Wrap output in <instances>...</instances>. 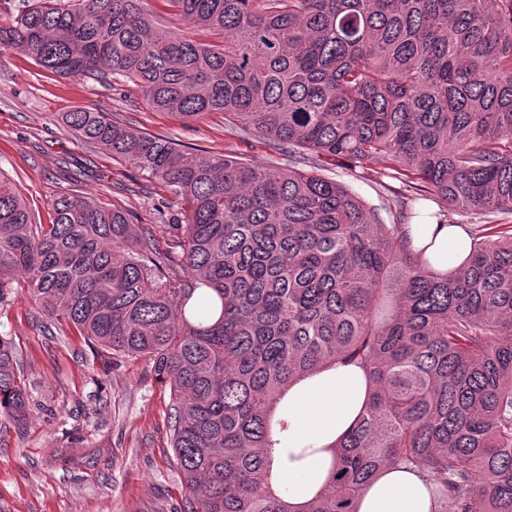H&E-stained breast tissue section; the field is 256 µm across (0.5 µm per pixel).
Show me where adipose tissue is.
<instances>
[{
  "instance_id": "obj_1",
  "label": "adipose tissue",
  "mask_w": 512,
  "mask_h": 512,
  "mask_svg": "<svg viewBox=\"0 0 512 512\" xmlns=\"http://www.w3.org/2000/svg\"><path fill=\"white\" fill-rule=\"evenodd\" d=\"M413 246L439 271L460 265L471 253L465 224L429 222L409 227ZM369 377L355 365H340L295 385L283 418L273 480L291 506L302 507L328 482L335 451L331 444L351 429L368 398ZM433 487L416 469L379 472L365 487L358 512H435Z\"/></svg>"
}]
</instances>
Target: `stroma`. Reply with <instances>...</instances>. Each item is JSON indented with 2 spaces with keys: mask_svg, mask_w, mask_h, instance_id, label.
I'll return each instance as SVG.
<instances>
[{
  "mask_svg": "<svg viewBox=\"0 0 512 512\" xmlns=\"http://www.w3.org/2000/svg\"><path fill=\"white\" fill-rule=\"evenodd\" d=\"M77 108L185 146L265 162L264 145H244L214 112L189 121L148 108L131 83L110 88L40 70L27 56L0 49V173L21 189L39 223L66 191L134 211L160 223L163 199L128 162L81 143L63 123ZM330 177L364 202L382 206L401 185L339 163ZM0 335L9 336L31 384L32 411L22 431L0 433V512H175L183 498L169 432L170 389L150 365L117 358L104 370L88 340L59 331L26 293L0 305Z\"/></svg>",
  "mask_w": 512,
  "mask_h": 512,
  "instance_id": "obj_1",
  "label": "stroma"
}]
</instances>
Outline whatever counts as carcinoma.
<instances>
[{
  "label": "carcinoma",
  "mask_w": 512,
  "mask_h": 512,
  "mask_svg": "<svg viewBox=\"0 0 512 512\" xmlns=\"http://www.w3.org/2000/svg\"><path fill=\"white\" fill-rule=\"evenodd\" d=\"M151 2L27 0L0 19V48L63 78L131 82L157 112H222L288 164L67 112L79 140L187 208L159 238L60 193L38 224L0 172V303L22 272L48 316L151 364L171 390L183 512H291L269 482L276 411L349 364L370 397L302 512H355L378 472L404 468L439 512H512V224L497 220L512 216V0H162L178 34ZM322 158L489 217L471 261L434 269L406 225L314 171ZM29 408L1 335L0 416L20 430Z\"/></svg>",
  "instance_id": "1"
}]
</instances>
